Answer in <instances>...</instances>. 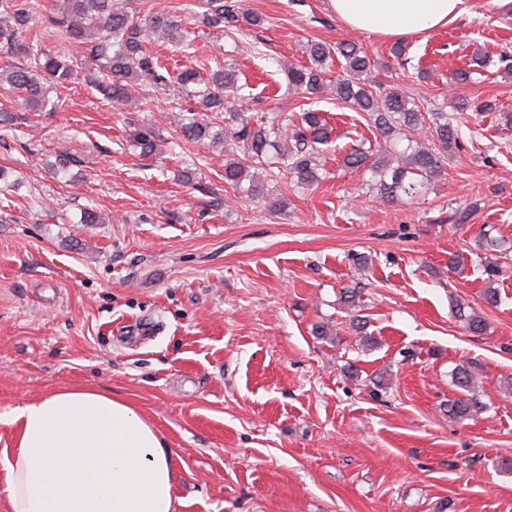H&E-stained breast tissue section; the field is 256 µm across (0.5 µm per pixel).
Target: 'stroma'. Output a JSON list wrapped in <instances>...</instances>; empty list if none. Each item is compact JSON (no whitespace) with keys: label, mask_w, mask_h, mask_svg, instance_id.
I'll list each match as a JSON object with an SVG mask.
<instances>
[{"label":"stroma","mask_w":512,"mask_h":512,"mask_svg":"<svg viewBox=\"0 0 512 512\" xmlns=\"http://www.w3.org/2000/svg\"><path fill=\"white\" fill-rule=\"evenodd\" d=\"M239 2L261 25L196 24L193 48L208 70H236L251 120L297 122L288 64L308 63L310 42L347 40L373 60L374 90L452 112L461 147L425 196L381 201L369 171L342 165L358 144L382 157L379 135L328 98L321 182L236 194L223 145L173 146L195 104L169 90L141 86L146 112L118 110L80 75L54 112L0 94L13 116L0 123V512L9 413L67 388L119 396L155 424L175 453L176 512H512V256L492 284L478 263L448 268L484 228L512 241V127L453 112L448 90L482 50L461 93L512 112V0H468L448 26L397 42L346 28L327 0ZM133 124L159 131L161 153L131 147ZM60 152L73 157L63 170ZM87 209L100 223H82ZM355 254L369 258L370 346L354 345L339 300ZM455 298L485 333L464 330ZM462 362L482 378L483 411L458 422L443 406Z\"/></svg>","instance_id":"1"}]
</instances>
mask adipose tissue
I'll return each instance as SVG.
<instances>
[{
	"mask_svg": "<svg viewBox=\"0 0 512 512\" xmlns=\"http://www.w3.org/2000/svg\"><path fill=\"white\" fill-rule=\"evenodd\" d=\"M346 27L397 40L447 26L467 0H328ZM11 512H174L175 462L157 428L125 401L63 389L15 408Z\"/></svg>",
	"mask_w": 512,
	"mask_h": 512,
	"instance_id": "obj_1",
	"label": "adipose tissue"
}]
</instances>
